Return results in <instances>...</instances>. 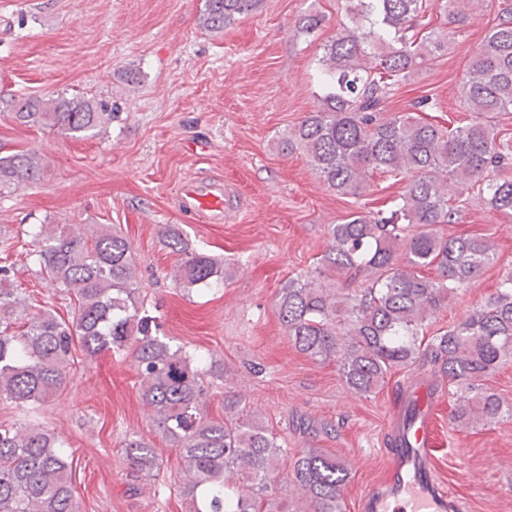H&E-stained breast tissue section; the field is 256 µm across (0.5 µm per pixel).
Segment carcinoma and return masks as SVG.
Here are the masks:
<instances>
[{
    "label": "carcinoma",
    "mask_w": 512,
    "mask_h": 512,
    "mask_svg": "<svg viewBox=\"0 0 512 512\" xmlns=\"http://www.w3.org/2000/svg\"><path fill=\"white\" fill-rule=\"evenodd\" d=\"M261 2L205 0L200 24L221 32ZM342 2L340 31L319 59L327 92L315 111L278 136L276 147L304 154L339 195L363 196L376 174L402 182V193L388 216L362 211L329 225L315 275L292 278L280 289L279 322L298 352L336 360L355 394L376 393L405 369L422 377L429 364L455 390L454 422L476 427L511 419L512 407L480 381L512 354V274L442 334L428 339L426 329L495 259L486 237L439 229L454 223L460 196L467 191L512 216V140L491 121L494 112H512V8L503 9L465 69L461 97L476 119L447 130L419 117L427 98L413 113L393 112L387 101L448 50V31L431 26V13L464 27L470 20L464 0ZM322 21L316 11L304 14L298 35H314ZM11 108L25 125L70 137L94 135L118 118L80 95L14 98ZM42 170L35 152L0 155V187L33 182ZM31 234L33 262L75 307L69 322L49 310L28 314L15 272L0 265V403L26 411L54 398L65 387L77 345L91 357L122 352L137 370L152 422L178 455L181 494L192 512H288L280 497L276 437L235 394L224 395V416L204 410L207 378L223 377L224 362L213 360L203 369L185 348L152 334L151 317L136 295L129 240L108 225L89 234L68 224H41ZM159 235L178 256V287L189 291L224 277V267L192 249L179 225L165 224ZM124 448L135 480L160 469L145 440L129 439ZM72 473L73 461L54 434L0 424V512H80ZM348 478L344 462L311 447L291 462L285 482L309 512H345Z\"/></svg>",
    "instance_id": "carcinoma-1"
}]
</instances>
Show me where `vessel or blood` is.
<instances>
[{"mask_svg": "<svg viewBox=\"0 0 512 512\" xmlns=\"http://www.w3.org/2000/svg\"><path fill=\"white\" fill-rule=\"evenodd\" d=\"M224 204L222 181L194 179L183 186V208L199 219L221 215ZM412 399L416 416L411 422L400 423L398 444L386 451L390 460L387 475L383 482L360 494L359 512H463L462 501L435 474L433 420L438 399L423 387L414 389Z\"/></svg>", "mask_w": 512, "mask_h": 512, "instance_id": "b4317fda", "label": "vessel or blood"}]
</instances>
